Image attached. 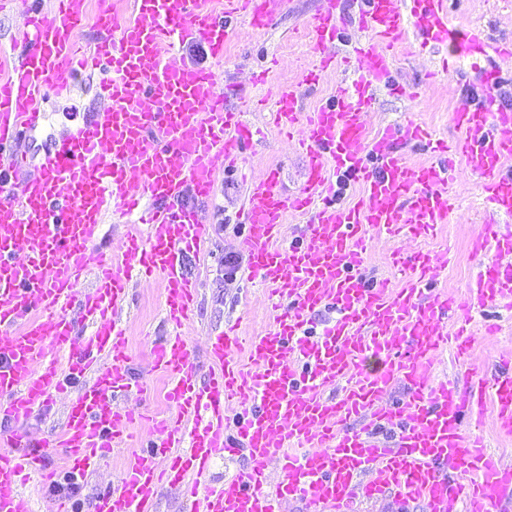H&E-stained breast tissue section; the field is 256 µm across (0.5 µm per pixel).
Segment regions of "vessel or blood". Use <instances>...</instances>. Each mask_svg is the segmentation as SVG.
Returning <instances> with one entry per match:
<instances>
[{"mask_svg":"<svg viewBox=\"0 0 512 512\" xmlns=\"http://www.w3.org/2000/svg\"><path fill=\"white\" fill-rule=\"evenodd\" d=\"M27 27L20 51L0 62V417L22 422L70 393L61 432L38 441L24 430L0 433V512H32L21 487L49 482L55 459L71 474L97 472L112 448L129 446L136 414L124 399L148 385L130 372L128 328L121 314L133 276L159 280L169 333L153 346L167 380L174 418L159 439L133 452L95 512H157L161 486L181 491L187 512H358L390 502L400 512H503L512 502V467L490 459L479 432L485 412L512 436V354L472 367L466 384L435 383L437 354L452 348L469 361L478 344L470 310L512 309V231L485 224L476 251L493 258L469 287V300L433 287L438 254L393 250L390 278L370 282L366 240L376 231L425 239L448 221L458 155L492 212L512 217V111L496 102L501 72L479 73L481 104H459L454 143L407 124L371 133L374 87L389 84L394 53L416 26L432 48L460 42L467 57L486 55L483 28L453 31L448 0H360L364 37L343 58L341 79L326 104L302 111V87L326 76L320 55L299 80L272 84L267 72L236 87V108L214 88L213 65L239 25L264 31L286 0H132L130 16L90 0H19ZM336 0L306 25L314 49L335 44L347 19ZM92 28L90 53L78 34ZM207 46L212 66L187 62L175 43ZM99 75V111L66 136L48 138L40 163L23 150L44 114L48 94ZM273 99L272 124L300 133L306 180L286 194L279 167L251 182L242 212L248 268L274 296L266 332L231 324L210 334L213 369L199 378L181 330L198 286L182 270L186 254L207 241L199 203L213 195L219 165L242 160L258 134L244 115ZM419 142L430 158L409 161L401 141ZM358 175L362 196L331 204L333 172ZM322 207H315V200ZM129 218L120 252L97 246L106 212ZM308 222L284 243L289 216ZM88 273L97 286L76 300ZM336 316L314 330V317ZM88 328L78 336V328ZM93 374L80 390L73 380ZM406 396L391 400L395 384ZM246 457L248 468L213 481L218 456ZM278 460L281 478L268 480Z\"/></svg>","mask_w":512,"mask_h":512,"instance_id":"vessel-or-blood-1","label":"vessel or blood"}]
</instances>
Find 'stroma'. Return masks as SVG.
Listing matches in <instances>:
<instances>
[{
    "label": "stroma",
    "mask_w": 512,
    "mask_h": 512,
    "mask_svg": "<svg viewBox=\"0 0 512 512\" xmlns=\"http://www.w3.org/2000/svg\"><path fill=\"white\" fill-rule=\"evenodd\" d=\"M326 7L325 0H289L264 33L240 29L224 51V61L217 69L219 83L245 84L261 71L267 72L273 83L297 80L306 65L318 57L302 29L314 14ZM448 22L456 31L479 25L493 43L512 44V0H448ZM420 42V37L413 33L397 49L393 78L406 87L424 84L423 98L412 101L389 89H381L369 116L370 125L377 130L386 125L402 127L414 122L434 131L437 138L451 142L458 137L451 122L455 107L463 101L476 104L483 98L478 72L471 59L460 55L456 46L425 50ZM446 59L454 61L456 66L447 75L441 72ZM97 82V75L84 76L75 89L42 102L46 131L26 141L30 153L42 155L47 136L58 138L73 132L89 113L101 107L96 94ZM271 109V103L267 102L261 111L247 113V121L261 130L260 141L247 150L237 167L219 169L214 195L203 207V218L209 226L205 249L185 261L187 274L199 286L198 306L185 329V340L203 375L209 371L205 354L209 333L223 329L226 322L239 317L244 318L251 334L263 332L271 323L266 291L260 280L248 271L246 229L241 212L250 180L260 177L268 166L280 168L284 189L289 193L301 188L306 168L305 158L294 142L267 123L265 115ZM449 163L455 177V196L447 224L432 238L419 242L407 238L401 246L409 255L420 249L444 253L448 262L438 268L434 285L463 298L480 265L491 258L490 253L474 252L473 241L484 220L494 216L478 185L466 174L460 157L450 156ZM228 254L235 255L239 264L237 273L231 277L224 271V257ZM162 312L160 283L142 281L133 285L128 310L133 355L130 369L134 375H148L150 390L145 399L129 400L128 406L160 418L173 414L165 399V377L149 370L152 343L165 334ZM473 320L480 328L489 322L499 325L495 335L479 337L473 354L476 362H487L512 352V311H477ZM130 455L127 448L114 450L98 475L78 481L76 491L82 512H93L97 494L108 490L113 475L121 472Z\"/></svg>",
    "instance_id": "stroma-1"
}]
</instances>
